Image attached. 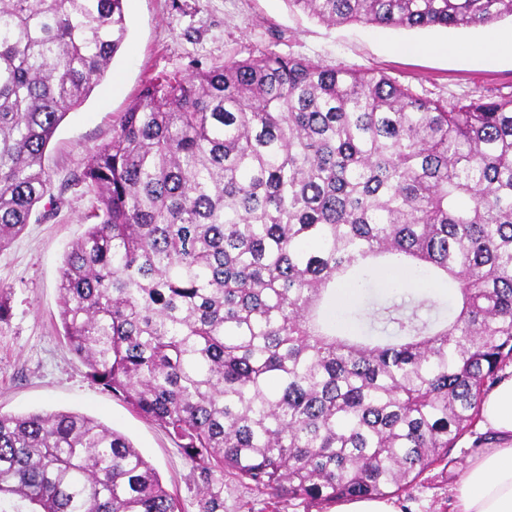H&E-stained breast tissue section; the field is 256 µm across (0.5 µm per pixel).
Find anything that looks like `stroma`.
I'll return each instance as SVG.
<instances>
[{
	"label": "stroma",
	"mask_w": 512,
	"mask_h": 512,
	"mask_svg": "<svg viewBox=\"0 0 512 512\" xmlns=\"http://www.w3.org/2000/svg\"><path fill=\"white\" fill-rule=\"evenodd\" d=\"M126 39L105 78L67 115L47 150L48 201L0 250V287L12 293L13 315L0 323V413L77 411L125 434L159 473L182 512H198L191 461L178 442L122 399L93 383L69 352L58 315V281L70 243L88 227L94 197L77 177L113 122L160 74L188 75L224 61L267 54L307 58L329 68L383 75L417 96L452 104L512 94V54L476 60L425 54L420 45L472 43L481 28L381 29L363 23L330 26L287 0H125ZM484 426L452 448L447 464L428 468L395 499L398 512H453L455 490L480 453ZM224 512H308L295 501L273 506L267 495L224 479Z\"/></svg>",
	"instance_id": "obj_1"
}]
</instances>
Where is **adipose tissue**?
<instances>
[{
    "label": "adipose tissue",
    "instance_id": "obj_1",
    "mask_svg": "<svg viewBox=\"0 0 512 512\" xmlns=\"http://www.w3.org/2000/svg\"><path fill=\"white\" fill-rule=\"evenodd\" d=\"M494 438L467 468L456 489V512H512V376L503 378L482 404Z\"/></svg>",
    "mask_w": 512,
    "mask_h": 512
}]
</instances>
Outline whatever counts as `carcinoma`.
<instances>
[{"instance_id":"cac0c4a2","label":"carcinoma","mask_w":512,"mask_h":512,"mask_svg":"<svg viewBox=\"0 0 512 512\" xmlns=\"http://www.w3.org/2000/svg\"><path fill=\"white\" fill-rule=\"evenodd\" d=\"M327 25L470 28L512 0H288ZM127 35L125 0H0V249L47 194L46 153ZM59 318L86 376L193 463L325 512L392 498L481 418L512 367V95L451 106L383 75L270 54L148 81L90 155ZM443 276L455 305L372 301L367 269ZM0 512H181L120 432L0 414Z\"/></svg>"}]
</instances>
